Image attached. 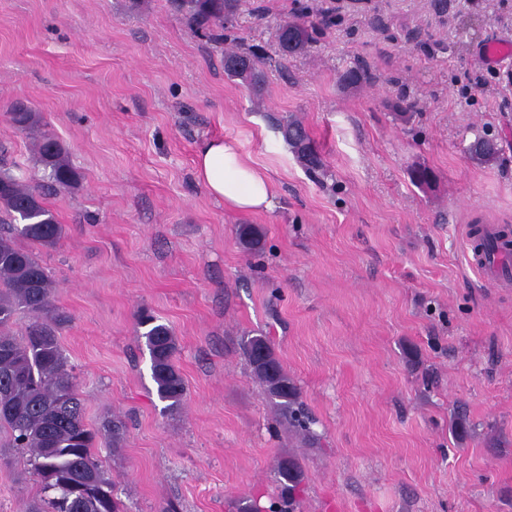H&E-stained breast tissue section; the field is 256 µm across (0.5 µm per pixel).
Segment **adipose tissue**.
<instances>
[{"label": "adipose tissue", "mask_w": 512, "mask_h": 512, "mask_svg": "<svg viewBox=\"0 0 512 512\" xmlns=\"http://www.w3.org/2000/svg\"><path fill=\"white\" fill-rule=\"evenodd\" d=\"M194 173L207 194L231 211L257 212L273 206L275 182L241 153L236 141L202 139L195 152Z\"/></svg>", "instance_id": "adipose-tissue-1"}]
</instances>
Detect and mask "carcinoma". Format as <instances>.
<instances>
[{
  "label": "carcinoma",
  "mask_w": 512,
  "mask_h": 512,
  "mask_svg": "<svg viewBox=\"0 0 512 512\" xmlns=\"http://www.w3.org/2000/svg\"><path fill=\"white\" fill-rule=\"evenodd\" d=\"M171 8L194 32L223 48L246 0H169ZM315 26L300 17L278 24L275 32L280 62L306 52L314 43ZM265 59L252 51L224 54V72L239 80L255 96L265 84ZM15 128L32 138V162L48 179L41 184L0 168V432L7 433L6 447L23 456L22 474L35 478L37 495L26 512H128L117 497L116 483L96 458L104 446L120 453L125 426L107 420L94 429L85 422L84 404L76 377L60 344V332L70 315L57 304L56 283L36 251L56 247L63 225L48 204V197L69 190L79 176L55 135L45 129L39 112L23 101L10 107ZM284 141L307 172L324 170L325 164L301 120L290 115L278 120ZM469 153L481 162L495 159L494 139L478 135ZM239 240L250 252L264 248L263 232L251 225L239 228ZM19 314L29 323L22 335L12 332ZM148 327L145 339L151 375L163 411L175 415L184 404L187 387L174 363L178 350L172 329L152 315L139 318ZM242 353L254 379L276 407L288 432L301 446L320 444L305 413L300 388L278 359L267 336L243 338ZM305 472L295 455L282 457L275 470L280 506L266 512H297V491Z\"/></svg>",
  "instance_id": "1"
}]
</instances>
